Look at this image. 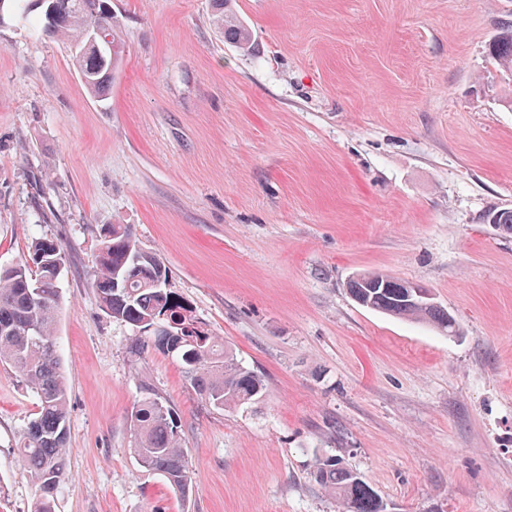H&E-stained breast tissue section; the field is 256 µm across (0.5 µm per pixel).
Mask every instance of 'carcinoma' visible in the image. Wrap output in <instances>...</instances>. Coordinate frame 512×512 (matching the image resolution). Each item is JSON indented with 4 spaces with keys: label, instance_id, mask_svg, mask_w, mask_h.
<instances>
[{
    "label": "carcinoma",
    "instance_id": "1",
    "mask_svg": "<svg viewBox=\"0 0 512 512\" xmlns=\"http://www.w3.org/2000/svg\"><path fill=\"white\" fill-rule=\"evenodd\" d=\"M54 17L36 12L43 31L63 40L75 52L73 61L88 77L84 86L93 98L106 96L125 43L111 0H51ZM229 0H213L214 23L224 29V38L246 52L254 49L249 29L226 12ZM99 29L112 44V56L97 54L87 45V32ZM488 54L512 76V28L506 27L488 44ZM134 229L129 224H107L99 231L96 266L90 285L102 310L116 320L145 329L147 341L175 360L186 382L213 409L251 404L262 396L264 380L234 357L224 340L212 332L186 331L195 319L190 305L171 288L155 282L169 276L168 267L150 260H133L143 255ZM65 255L50 238L31 242L27 255L15 265L0 268V364L8 367L36 395L38 413L24 433L18 453L26 472L36 483L39 495L33 512H52V498L66 477L69 435L67 379L57 354L54 336ZM379 273H361L348 283L355 298L368 302V309L414 322H426L447 333L448 311L404 301L401 289L368 284ZM133 453L138 465L157 475L181 498L188 496L191 469L180 437L177 411L155 394L144 397L131 413ZM313 477L334 496L342 512H386L377 491L342 457L325 453L316 457Z\"/></svg>",
    "mask_w": 512,
    "mask_h": 512
}]
</instances>
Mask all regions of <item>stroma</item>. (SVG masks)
I'll use <instances>...</instances> for the list:
<instances>
[{"label": "stroma", "mask_w": 512, "mask_h": 512, "mask_svg": "<svg viewBox=\"0 0 512 512\" xmlns=\"http://www.w3.org/2000/svg\"><path fill=\"white\" fill-rule=\"evenodd\" d=\"M112 0L126 41L105 100L65 45L0 20V267L61 243L55 341L69 395L54 512H342L311 476L342 456L390 512H512V76L487 45L512 0ZM104 224H129L171 286L266 384L215 411L90 286ZM415 282L457 320L358 305ZM177 410L188 498L141 472L132 408ZM36 397L0 366V512L39 495L17 446ZM214 23L224 29V39L231 40L236 46L246 52L254 49L249 29L231 13L226 12V5L230 0H212ZM380 275L387 276L386 273L381 272L361 273L348 283V290L353 297L363 298L370 304V306L363 307L397 319L431 323L440 331L447 332L448 335L456 331V326L458 330L455 318L454 325L448 324V311L442 307L428 308L410 304H433L430 301L431 298L428 291L419 285L411 282L404 284V288H407V296L410 299V303L404 301L401 288H378L383 284L381 279L373 283L372 287L378 289L375 292H371L367 288L368 284L372 283L374 278ZM387 277L391 278L390 276Z\"/></svg>", "instance_id": "35a3bbf8"}]
</instances>
